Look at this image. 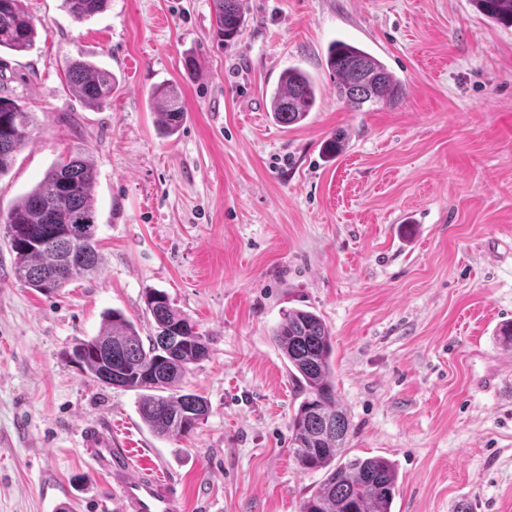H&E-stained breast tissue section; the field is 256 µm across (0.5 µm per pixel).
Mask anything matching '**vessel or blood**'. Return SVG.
I'll use <instances>...</instances> for the list:
<instances>
[{
	"label": "vessel or blood",
	"mask_w": 512,
	"mask_h": 512,
	"mask_svg": "<svg viewBox=\"0 0 512 512\" xmlns=\"http://www.w3.org/2000/svg\"><path fill=\"white\" fill-rule=\"evenodd\" d=\"M88 446L96 462L118 486L121 512H176L175 493L165 479L155 474H129L124 468V457L104 435L90 436Z\"/></svg>",
	"instance_id": "1"
}]
</instances>
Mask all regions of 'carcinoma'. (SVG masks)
Wrapping results in <instances>:
<instances>
[{
	"mask_svg": "<svg viewBox=\"0 0 512 512\" xmlns=\"http://www.w3.org/2000/svg\"><path fill=\"white\" fill-rule=\"evenodd\" d=\"M489 19L512 26V0H473ZM108 0H64L67 12L83 21L103 11ZM218 33L235 39L244 27L242 0H217ZM33 17L23 0H0V51L23 53L36 42ZM327 66L336 90L349 106L367 102L395 104L404 86L379 59L355 45L337 41ZM68 88L85 103L106 106L112 100V71L88 61L67 63ZM157 123L168 137L186 120L177 88L158 85L149 92ZM317 89L304 71H284L269 104L273 119L288 126L303 121L316 104ZM35 118L14 99L0 96V176L9 172L18 151L30 143ZM97 172L79 154L58 161L42 180L9 207L4 224L13 231L15 278L34 291L50 295L96 272L102 263L93 188ZM144 311L154 322V335L143 341L133 320L114 310L103 315L100 333L78 341L72 357L97 378L105 368L103 352L112 349V374L123 388L139 393L142 421L158 436L185 438L208 412L206 400L182 390L192 366L209 356L207 338L195 330L167 292H145ZM288 363V373L303 399L292 417L293 455L305 470H323L325 479L307 497L301 512H392L398 490L395 463L383 456L348 457L344 448L349 420L335 397L331 334L325 322L306 310H289L273 331Z\"/></svg>",
	"mask_w": 512,
	"mask_h": 512,
	"instance_id": "cac0c4a2",
	"label": "carcinoma"
}]
</instances>
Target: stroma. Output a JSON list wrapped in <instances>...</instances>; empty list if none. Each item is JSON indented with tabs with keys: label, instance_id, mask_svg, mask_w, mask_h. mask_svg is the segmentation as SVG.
Returning a JSON list of instances; mask_svg holds the SVG:
<instances>
[{
	"label": "stroma",
	"instance_id": "obj_1",
	"mask_svg": "<svg viewBox=\"0 0 512 512\" xmlns=\"http://www.w3.org/2000/svg\"><path fill=\"white\" fill-rule=\"evenodd\" d=\"M23 3L38 37L0 54V93L35 130L0 212L86 154L103 262L40 294L15 279L0 223V512H117L85 446L95 428L133 473L166 477L180 512H300L325 473L292 453L301 398L273 339L290 309L327 325L346 453L395 462L393 512H512V348L497 336L512 321V27L473 0H245L227 44L215 0H109L81 22L63 0ZM335 40L383 61L404 99L348 108L325 64ZM78 58L116 74L107 107L69 92ZM290 67L319 95L285 127L269 98ZM161 83L187 108L172 137L147 100ZM151 288L209 340L185 377L208 414L184 439L155 436L137 391L70 358L112 309L150 336Z\"/></svg>",
	"mask_w": 512,
	"mask_h": 512
}]
</instances>
